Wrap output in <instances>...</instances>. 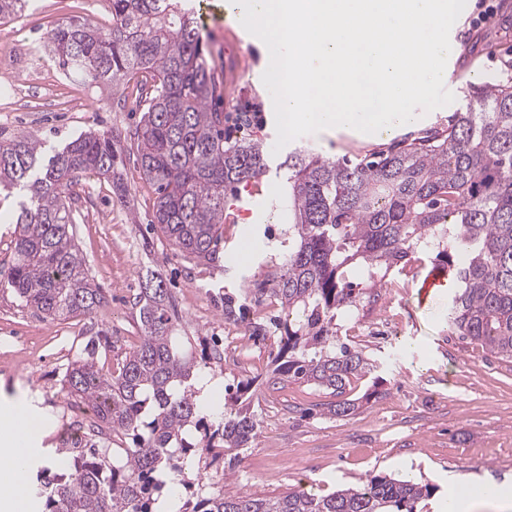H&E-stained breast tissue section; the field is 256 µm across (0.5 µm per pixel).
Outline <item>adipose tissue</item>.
<instances>
[{
  "mask_svg": "<svg viewBox=\"0 0 512 512\" xmlns=\"http://www.w3.org/2000/svg\"><path fill=\"white\" fill-rule=\"evenodd\" d=\"M47 422V417L32 415L21 398L0 418V512H22L27 489L22 461Z\"/></svg>",
  "mask_w": 512,
  "mask_h": 512,
  "instance_id": "1",
  "label": "adipose tissue"
}]
</instances>
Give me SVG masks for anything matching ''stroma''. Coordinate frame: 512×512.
<instances>
[{
	"label": "stroma",
	"mask_w": 512,
	"mask_h": 512,
	"mask_svg": "<svg viewBox=\"0 0 512 512\" xmlns=\"http://www.w3.org/2000/svg\"><path fill=\"white\" fill-rule=\"evenodd\" d=\"M208 2L217 12L202 25L204 48L216 64L229 57L236 65L234 77L223 87L229 116L224 136L262 142L274 165L224 210L220 255L228 260L245 234L261 244L281 237L288 222L283 166L288 152L274 148L273 101L262 82L269 59L260 50V39L239 19L224 16L225 0ZM492 2L497 22H478L481 0H466L460 14L453 58L455 77L466 88L512 82V0ZM70 3L33 0L25 15L10 19L17 46L0 64V92L13 87L17 93L8 100L0 95V134L38 138L47 154L88 130L111 133L120 142L126 198H119L106 180L86 174L82 180L90 188L80 192L75 204L81 214L79 249L107 295V310L93 319L109 333L112 359H120L139 334L134 299L149 271L161 274L172 292L180 336L194 345L211 337L226 339L231 324L224 319V296L243 297L262 279L266 252L258 250L246 266L228 260L219 271L186 258L152 230L156 194L134 166L130 132L140 114L132 96L106 84L86 85L83 106L69 107L64 94L68 79L45 49L50 19ZM464 103L456 98L386 139L332 130L298 138L295 144L334 160L386 152L446 126ZM432 268L430 254H415L402 270L386 274L377 297L363 299L356 316L339 319L340 338L362 349L373 365L347 387V397L379 389L354 415H328L324 405L329 394L312 385L290 383L277 391L257 386L252 406L258 434L240 449L241 462L225 491L276 496L301 490L322 496L359 485L373 474L410 475L436 485V494L419 508L438 512L453 484L473 491L512 484V359L453 333L448 325L450 292L419 304V284ZM276 312L268 307L259 318L267 327L265 338H252L250 330H243L235 359L215 365L220 385L267 375L280 345V330L269 324ZM83 324L80 318L63 322L43 317L0 282V416L22 393L52 419L31 451L29 474L49 464L68 427L70 407L61 379L67 360L84 341Z\"/></svg>",
	"instance_id": "35a3bbf8"
}]
</instances>
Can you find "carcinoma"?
<instances>
[{"instance_id":"1","label":"carcinoma","mask_w":512,"mask_h":512,"mask_svg":"<svg viewBox=\"0 0 512 512\" xmlns=\"http://www.w3.org/2000/svg\"><path fill=\"white\" fill-rule=\"evenodd\" d=\"M31 0H0V17L20 16ZM110 20H70L48 33L67 77L135 82L141 117L135 163L155 186L152 226L182 254L217 266L224 202L269 168L262 145L224 139V110L202 29L184 0H106ZM120 154L93 131L42 160L33 136L0 140V189L23 194L12 259L4 278L25 305L62 321L91 318L105 301L75 238L72 208L78 177L93 173L126 192ZM288 240L264 278L248 289L286 314L267 387L303 382L330 391L334 416L356 402L340 399L371 371L363 352L340 341L336 320L370 296L381 272L418 252L435 254L456 291L448 304L454 333L512 358V84L467 93L448 126L371 158L336 161L296 148L288 153ZM278 246V247H280ZM278 247L269 245L270 251ZM140 343L117 370L101 360L109 344L91 322L86 342L62 378L70 398L94 406L85 443L62 442L65 467H42L36 480L46 512H417L435 487L415 477L371 475L327 496L287 491L230 494L212 486L182 501L186 475L227 457L224 471L258 432L251 408L257 378L224 400L203 373L214 348L187 355L176 345L174 298L161 276H146L139 294ZM224 318L247 321V305L224 297Z\"/></svg>"}]
</instances>
